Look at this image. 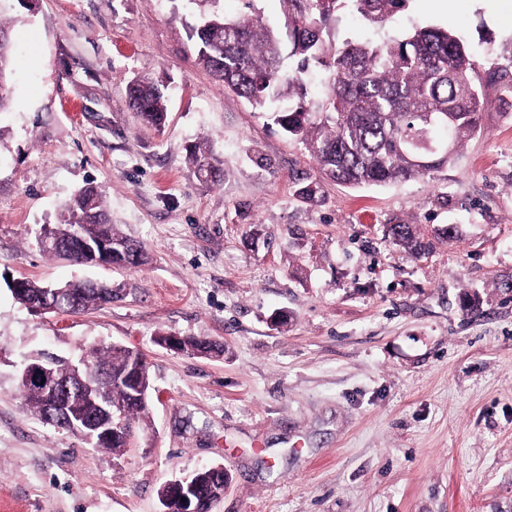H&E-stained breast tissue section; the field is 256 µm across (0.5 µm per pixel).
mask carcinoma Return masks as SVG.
Here are the masks:
<instances>
[{
    "label": "carcinoma",
    "instance_id": "cac0c4a2",
    "mask_svg": "<svg viewBox=\"0 0 512 512\" xmlns=\"http://www.w3.org/2000/svg\"><path fill=\"white\" fill-rule=\"evenodd\" d=\"M188 2L208 4L193 34L199 63L224 89L255 106L288 100V108L272 111L274 121L305 145L325 175L342 184L382 185L434 173L454 160L466 138L481 131L489 104L486 86L497 89L498 101L512 100V55L505 65L496 59L482 62L460 38L440 28H417L401 40L332 45L331 31L344 9L351 7L384 26L406 0H282L283 34L254 11L252 0H244L243 13L233 20L218 8L220 0ZM7 31L0 21V112L8 107L1 89L12 63ZM286 56L297 59L292 73L283 71ZM312 62L322 68L328 88L327 97L314 106L306 102L301 77ZM482 68L485 85L475 80ZM128 103L147 123H165V94L156 83L143 79L131 84ZM426 156L433 163L419 162ZM191 160L204 176L216 174L213 158L205 151L195 149ZM63 211L51 229L62 242L73 234L107 239L118 247L113 265L136 269L147 263L145 248L112 224L102 194L93 185L75 193ZM384 237L415 255L429 250L412 224H388ZM43 290L44 285L24 278L15 298L27 305L38 301ZM59 290L77 296L81 311L109 302L83 282ZM140 364L146 365L142 353L114 345L96 350L90 361L94 368L112 371L104 397L128 426L142 418L148 406L149 374L143 373L140 390L128 380L130 370ZM56 365L72 390L68 411L112 425V415L102 412L96 394L83 386V373L62 360ZM22 392L27 408L62 429L51 421L48 398L39 388L24 386ZM190 491L211 502L220 492L219 481L209 470L199 471L190 478Z\"/></svg>",
    "mask_w": 512,
    "mask_h": 512
}]
</instances>
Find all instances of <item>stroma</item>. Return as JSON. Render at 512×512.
<instances>
[{"mask_svg":"<svg viewBox=\"0 0 512 512\" xmlns=\"http://www.w3.org/2000/svg\"><path fill=\"white\" fill-rule=\"evenodd\" d=\"M0 12L16 46L0 112V512H161L167 482L217 464L230 481L212 512H512L511 105L491 101L448 167L349 188L198 64L184 0ZM420 25L481 58L512 53V0H407L382 27L347 11L335 38ZM143 78L167 89L162 128L128 107ZM196 147L219 178L196 171ZM89 183L143 243L141 268L39 247ZM400 222L429 254L384 239ZM13 278L108 282L112 300L36 315ZM161 332L224 353L173 351ZM112 344L144 354L151 384L117 452L46 424L19 388L41 353Z\"/></svg>","mask_w":512,"mask_h":512,"instance_id":"35a3bbf8","label":"stroma"}]
</instances>
